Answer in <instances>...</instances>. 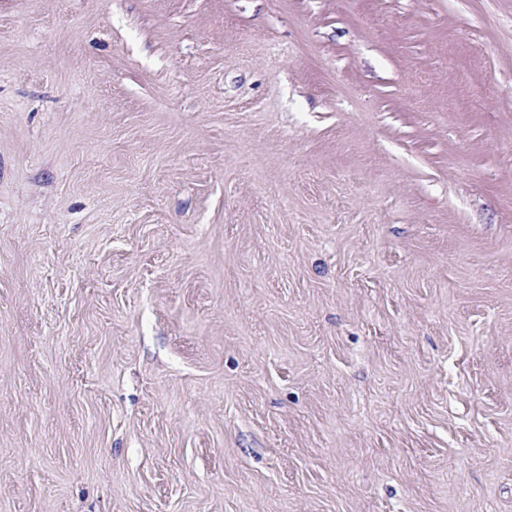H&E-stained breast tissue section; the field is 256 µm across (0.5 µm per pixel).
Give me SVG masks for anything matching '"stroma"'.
<instances>
[{"label": "stroma", "mask_w": 512, "mask_h": 512, "mask_svg": "<svg viewBox=\"0 0 512 512\" xmlns=\"http://www.w3.org/2000/svg\"><path fill=\"white\" fill-rule=\"evenodd\" d=\"M0 512H512V0H0Z\"/></svg>", "instance_id": "1"}]
</instances>
